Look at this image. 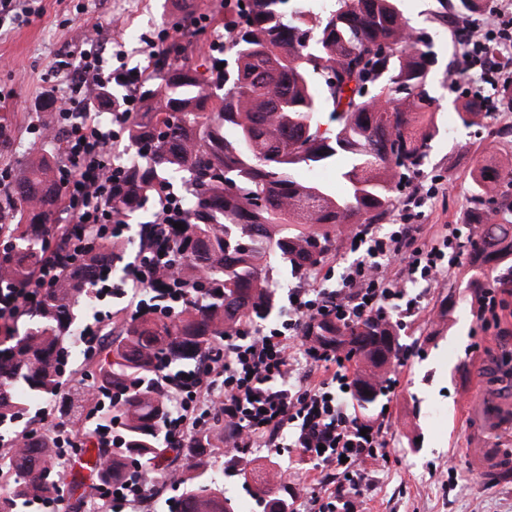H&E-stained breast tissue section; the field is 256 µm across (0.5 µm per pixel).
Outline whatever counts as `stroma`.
Masks as SVG:
<instances>
[{
    "mask_svg": "<svg viewBox=\"0 0 512 512\" xmlns=\"http://www.w3.org/2000/svg\"><path fill=\"white\" fill-rule=\"evenodd\" d=\"M178 0H21V17L0 18V113L11 123L0 138V171L16 170L35 148L55 151V144L35 145L28 132L39 119L49 85L65 90L63 77L54 76L57 60L83 43V24L101 25L112 51L126 67L145 66L146 48L159 32H167V46L187 37L179 25ZM408 24L433 40L436 62L426 85L432 98L437 132L419 180L441 178L443 192L423 204L421 223L465 224L472 218V176L478 164L512 170V112H494L477 123L459 117L468 90L493 97L494 89L472 77L468 84H452L449 67L461 39L457 19L459 0H401ZM224 29L208 26L194 41L190 65L209 66V46L223 40ZM475 258L463 254L456 277L445 287L432 289L421 301V312L401 326L398 334L410 357L394 364L392 387L374 425L382 426L390 461L381 470H369L362 512H512V479L485 476L470 460V449L487 446L512 457V437L486 433L466 398L498 390L499 379L512 381V293L508 294L501 335L476 343L478 334L471 286ZM494 360L499 377L484 376L481 366ZM217 452L211 457L224 492L235 500L238 512H261L244 475L228 477L224 465L231 451L223 446V426L214 424L209 437ZM253 459L274 463L283 485L315 483L311 461L289 447L255 448ZM456 464L459 486L448 483V466Z\"/></svg>",
    "mask_w": 512,
    "mask_h": 512,
    "instance_id": "35a3bbf8",
    "label": "stroma"
}]
</instances>
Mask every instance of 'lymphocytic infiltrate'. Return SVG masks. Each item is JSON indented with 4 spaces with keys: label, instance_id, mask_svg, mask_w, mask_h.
I'll return each mask as SVG.
<instances>
[{
    "label": "lymphocytic infiltrate",
    "instance_id": "lymphocytic-infiltrate-1",
    "mask_svg": "<svg viewBox=\"0 0 512 512\" xmlns=\"http://www.w3.org/2000/svg\"><path fill=\"white\" fill-rule=\"evenodd\" d=\"M465 49L451 71L454 82L479 71L485 84L512 80V63L490 57L489 41L512 45V23L466 24ZM102 35L90 27L80 50L72 53L65 79L67 90L59 99L52 124L38 123L30 132L35 140L57 143L61 164L57 171L61 205L66 222L59 243L46 249L34 275L16 284L0 279V323L21 317L30 296L53 287L68 270L81 266L89 250L105 240L124 236L126 226L113 206L125 170L113 164L112 154L122 145V134L134 112L141 108L139 88L153 72V60L163 51L151 44L149 65L116 68L101 47ZM123 87L110 125L95 114L96 100L111 89ZM429 191L423 184L411 187L387 232L375 234L366 226L350 231L355 259L342 272L333 264L322 267L321 278L307 276L289 289L288 313L260 328H244L225 337L218 352L192 369L178 374L159 372V385L173 408L164 424L166 440L184 448L205 439L215 420L224 422V445L236 451L273 448L279 436L289 435L291 445L312 461L327 487L292 499L293 512H360L367 475L366 461L387 462L381 428H365L353 410L348 388L353 384L352 358L330 351L309 334L320 322L339 326L393 316L409 318L420 308L413 287L438 286L458 265L465 244L456 227L425 235L414 223L413 211ZM153 238L126 262L120 273L97 275L93 291L97 300L127 299L133 314L173 313L189 303L193 291L176 274L161 276L167 253L187 223L184 196L164 187L154 196ZM334 287H326L328 279ZM511 276L483 288L475 305L482 333L501 329L503 295ZM151 484L141 471L122 484L98 485L93 495L96 512H130L144 500Z\"/></svg>",
    "mask_w": 512,
    "mask_h": 512
}]
</instances>
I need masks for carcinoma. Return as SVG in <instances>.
Returning a JSON list of instances; mask_svg holds the SVG:
<instances>
[{
	"instance_id": "obj_1",
	"label": "carcinoma",
	"mask_w": 512,
	"mask_h": 512,
	"mask_svg": "<svg viewBox=\"0 0 512 512\" xmlns=\"http://www.w3.org/2000/svg\"><path fill=\"white\" fill-rule=\"evenodd\" d=\"M306 2L224 0L222 75L162 62L149 103L127 130L138 161L127 167L117 211H140L175 175L192 188L190 224L170 259L186 284L202 289L200 300L172 315L112 323L97 388L120 398L114 411L71 397L66 366L79 347L95 275L127 249L124 239L99 244L82 268L26 308L24 328L0 329V428L18 426L46 400L58 402L68 418L81 409L100 425L118 420L120 446L88 448L85 455L100 482H122L165 451L162 426L171 404L156 388L159 370L197 363L228 329L275 310L274 275L318 264L336 249V229L385 220L395 206V181L424 165L436 132L425 92L433 41L418 32L407 42L397 0H335L312 24ZM325 112L334 126L323 127ZM332 159L341 161L342 195L294 174ZM503 186L512 187V171L477 168L473 203L492 227L469 242L481 261L476 282L486 266L512 255V194ZM58 207L57 158H28L6 199L8 222L0 223L7 240L0 276L30 278ZM312 337L353 355L352 399L360 416L371 417L387 395L385 368L402 349L394 327L378 317L348 327L320 323ZM55 453L48 438L36 437L0 454V476L9 483L0 512L60 493ZM194 454L180 476L176 512H236L210 473L208 447L197 445ZM251 494L262 512H290L287 488L268 470L252 473Z\"/></svg>"
}]
</instances>
